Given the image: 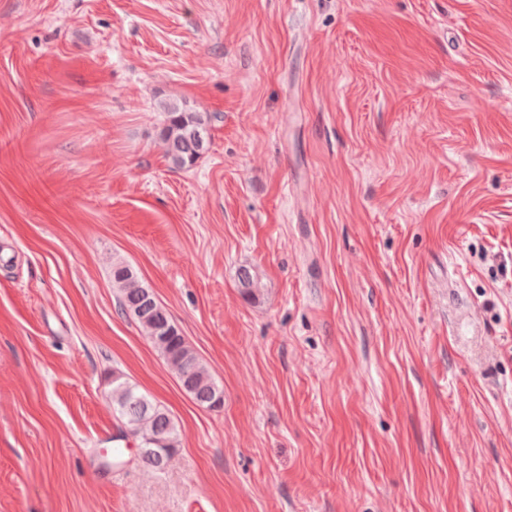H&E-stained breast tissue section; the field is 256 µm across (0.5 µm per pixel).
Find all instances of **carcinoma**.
I'll return each instance as SVG.
<instances>
[{
  "label": "carcinoma",
  "instance_id": "carcinoma-1",
  "mask_svg": "<svg viewBox=\"0 0 512 512\" xmlns=\"http://www.w3.org/2000/svg\"><path fill=\"white\" fill-rule=\"evenodd\" d=\"M161 132L165 155L179 169L189 168L203 156L199 141L210 146L207 117L168 105ZM112 285L121 312L133 318L141 332L160 351L182 389L198 405L219 408L224 392L209 369L186 342L153 290L123 261L112 264ZM112 408L117 421L138 441L140 462L161 471L179 445V432L169 415L138 387L118 374L112 377Z\"/></svg>",
  "mask_w": 512,
  "mask_h": 512
}]
</instances>
